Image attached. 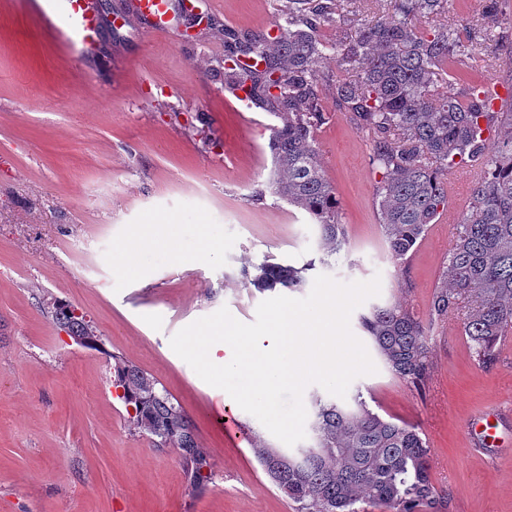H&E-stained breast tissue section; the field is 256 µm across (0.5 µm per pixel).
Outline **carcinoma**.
<instances>
[{"mask_svg": "<svg viewBox=\"0 0 512 512\" xmlns=\"http://www.w3.org/2000/svg\"><path fill=\"white\" fill-rule=\"evenodd\" d=\"M507 2L485 0L488 28L507 20ZM447 4L393 0L385 18L329 44L321 29L346 24L343 0H283L281 23L224 28L219 73L227 91L278 120L269 188L319 226L320 263L327 267L347 243L336 192L316 150L330 108L319 71L327 49L336 58L332 108L365 134L371 164L382 174L380 223L395 260L413 252L448 209V172L463 165L483 170L448 253L450 285L436 290L430 315L444 318L473 300L463 331L488 367L501 338L512 332V106L495 110L474 81L460 93L444 90L448 66L465 50L463 33L446 26L424 31L416 20ZM304 271L267 259L242 267L241 283L260 290L298 288ZM47 313L81 346L98 347L84 315L57 299L47 303ZM360 326L389 371L418 389L424 385L430 351L421 319L395 303L372 307ZM110 358L131 430L156 448L177 449L189 485L197 488L212 463L183 407L151 374L118 355ZM352 401L314 396V444L294 455L259 436L252 440L254 456L297 512H365L364 504L384 512H449L448 491L432 479L431 450L419 430L382 417L359 393Z\"/></svg>", "mask_w": 512, "mask_h": 512, "instance_id": "cac0c4a2", "label": "carcinoma"}]
</instances>
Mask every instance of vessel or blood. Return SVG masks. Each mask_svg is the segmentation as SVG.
Listing matches in <instances>:
<instances>
[{"label": "vessel or blood", "mask_w": 512, "mask_h": 512, "mask_svg": "<svg viewBox=\"0 0 512 512\" xmlns=\"http://www.w3.org/2000/svg\"><path fill=\"white\" fill-rule=\"evenodd\" d=\"M203 3L204 0H133L131 11L105 18L94 0H36L44 20H53L58 12H67L74 21L73 36L85 47L97 44L106 25L119 30L135 23L152 32H178L179 14L198 12Z\"/></svg>", "instance_id": "obj_1"}]
</instances>
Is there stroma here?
Returning a JSON list of instances; mask_svg holds the SVG:
<instances>
[{
	"label": "stroma",
	"mask_w": 512,
	"mask_h": 512,
	"mask_svg": "<svg viewBox=\"0 0 512 512\" xmlns=\"http://www.w3.org/2000/svg\"><path fill=\"white\" fill-rule=\"evenodd\" d=\"M280 0H221L213 16L235 29L278 17ZM66 13L44 22L30 0H0V512H297L272 484L250 446L271 433L242 409V436L224 430L205 383L170 347L195 320L228 308L250 324L276 290L246 288L240 270L265 257L301 267L308 279L380 278L373 306L404 304L427 318L441 286L457 222L477 173L458 169L464 188L405 260L392 259L379 221L381 175L370 146L332 113L317 136L318 159L336 190L348 245L332 267L319 265V230L274 195L252 200L270 176L268 113L224 88L214 68L224 35L185 20L192 47L173 34L130 26L104 30L107 50L69 42ZM430 29L467 28L464 73L512 88V24L485 36L484 0H448L420 19ZM170 225L174 248L144 252L124 271L119 247L138 228ZM217 235L221 259L203 255ZM83 313L102 347L71 343L44 310L49 299ZM449 314L429 332L432 366L422 388L385 365L356 378L384 418L416 426L431 449L434 481L450 512H512V415L497 425V446L478 452L471 421L512 403V334L490 367L478 362ZM156 377L185 409L213 463L191 488L174 448H152L134 433L112 385V355Z\"/></svg>",
	"instance_id": "stroma-1"
}]
</instances>
